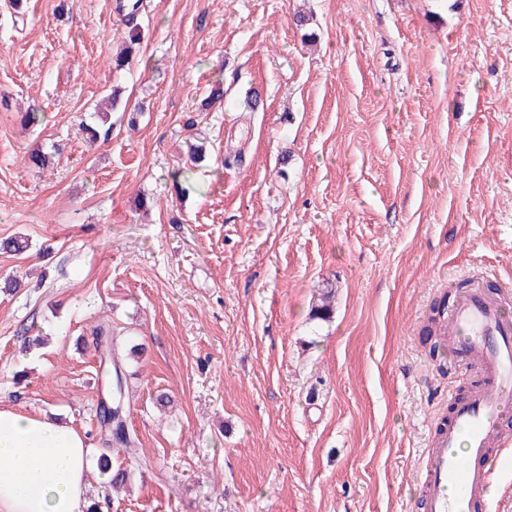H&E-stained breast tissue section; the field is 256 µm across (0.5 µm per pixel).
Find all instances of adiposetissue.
Wrapping results in <instances>:
<instances>
[{"label": "adipose tissue", "instance_id": "adipose-tissue-1", "mask_svg": "<svg viewBox=\"0 0 512 512\" xmlns=\"http://www.w3.org/2000/svg\"><path fill=\"white\" fill-rule=\"evenodd\" d=\"M91 451L59 418L0 406V512H88Z\"/></svg>", "mask_w": 512, "mask_h": 512}]
</instances>
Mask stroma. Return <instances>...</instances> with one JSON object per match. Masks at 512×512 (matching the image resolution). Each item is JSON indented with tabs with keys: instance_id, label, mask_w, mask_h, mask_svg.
<instances>
[{
	"instance_id": "obj_1",
	"label": "stroma",
	"mask_w": 512,
	"mask_h": 512,
	"mask_svg": "<svg viewBox=\"0 0 512 512\" xmlns=\"http://www.w3.org/2000/svg\"><path fill=\"white\" fill-rule=\"evenodd\" d=\"M118 2L0 0V242L29 241L0 249V402L104 447L106 320L145 453L113 455L109 512H422L473 385L429 355L433 304L512 312V0H140L121 70ZM115 86L144 110L89 141Z\"/></svg>"
}]
</instances>
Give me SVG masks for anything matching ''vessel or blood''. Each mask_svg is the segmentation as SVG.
I'll list each match as a JSON object with an SVG mask.
<instances>
[{"mask_svg":"<svg viewBox=\"0 0 512 512\" xmlns=\"http://www.w3.org/2000/svg\"><path fill=\"white\" fill-rule=\"evenodd\" d=\"M445 317L454 355L477 362L479 379L433 436L419 474V499L424 512H479L496 475L500 425L512 412V320L474 289Z\"/></svg>","mask_w":512,"mask_h":512,"instance_id":"1","label":"vessel or blood"}]
</instances>
